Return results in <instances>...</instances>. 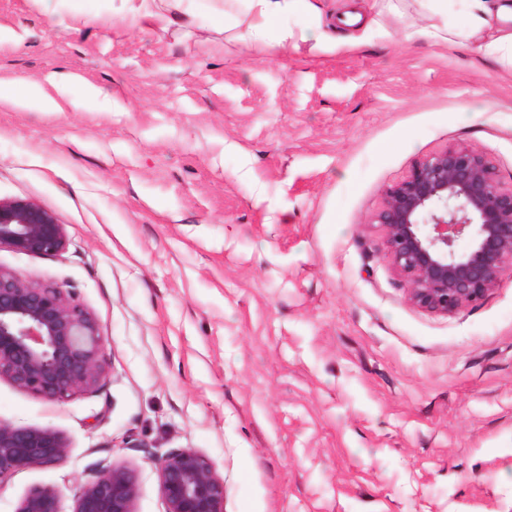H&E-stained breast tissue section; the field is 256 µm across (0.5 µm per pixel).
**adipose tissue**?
Returning <instances> with one entry per match:
<instances>
[{"label":"adipose tissue","instance_id":"obj_1","mask_svg":"<svg viewBox=\"0 0 512 512\" xmlns=\"http://www.w3.org/2000/svg\"><path fill=\"white\" fill-rule=\"evenodd\" d=\"M463 2L465 24L454 29L444 22L432 24L433 36L445 44L477 42L484 56L512 72V0ZM208 11L216 25L230 31L233 40L257 58L297 41L313 43L325 53L356 45L352 39L339 42L328 37L313 0H208ZM120 13L163 28L175 14L189 16L193 9L191 0H122ZM294 15L308 17V25L297 32L281 27L282 19Z\"/></svg>","mask_w":512,"mask_h":512}]
</instances>
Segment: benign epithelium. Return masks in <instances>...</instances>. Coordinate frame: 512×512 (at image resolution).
<instances>
[{"instance_id":"7a95c632","label":"benign epithelium","mask_w":512,"mask_h":512,"mask_svg":"<svg viewBox=\"0 0 512 512\" xmlns=\"http://www.w3.org/2000/svg\"><path fill=\"white\" fill-rule=\"evenodd\" d=\"M374 223L383 249L409 284V301L428 312L455 314L485 299L512 272V188L486 156L451 145L418 161L384 192ZM470 240L467 250L458 242ZM53 256L66 247L63 225L29 200H0V246ZM104 336L94 317L62 289L26 281L0 268V379L50 400L97 389L104 377ZM68 444L54 430L0 421V475L52 465ZM166 512H224V480L191 449L158 463ZM135 470L106 466L82 484L72 512H137ZM15 512H59L52 488L28 493Z\"/></svg>"}]
</instances>
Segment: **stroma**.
<instances>
[{
	"instance_id": "obj_1",
	"label": "stroma",
	"mask_w": 512,
	"mask_h": 512,
	"mask_svg": "<svg viewBox=\"0 0 512 512\" xmlns=\"http://www.w3.org/2000/svg\"><path fill=\"white\" fill-rule=\"evenodd\" d=\"M120 0H0V198L63 224L55 256L0 267L61 288L104 336L100 387L50 401L0 379V421L48 427L63 461L0 481V512L101 467L165 512L177 449L224 479V512H512V274L452 315L414 306L373 217L451 145L512 186V73L423 33L417 0L254 58L206 14L164 29Z\"/></svg>"
}]
</instances>
